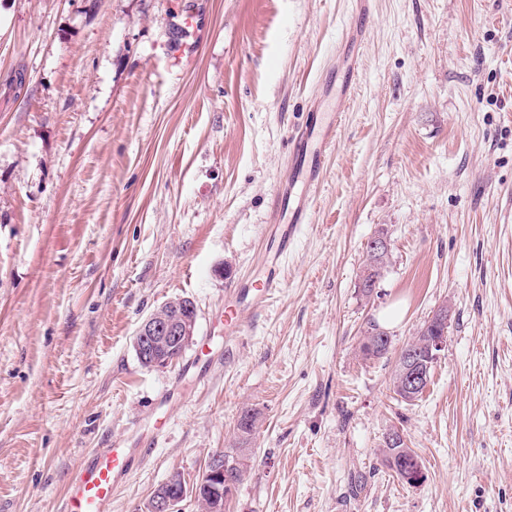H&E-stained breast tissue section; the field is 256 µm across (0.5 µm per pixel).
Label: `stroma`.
<instances>
[{"label":"stroma","instance_id":"stroma-1","mask_svg":"<svg viewBox=\"0 0 512 512\" xmlns=\"http://www.w3.org/2000/svg\"><path fill=\"white\" fill-rule=\"evenodd\" d=\"M0 0V512H57L80 462L167 425L106 512L192 481L258 411L224 512H512V0H374L353 92L287 255L267 201L356 0ZM390 239L373 296L368 241ZM282 286L205 380L142 366L141 321ZM450 304L414 402L394 348ZM398 429L426 479L381 462ZM362 483L350 495L352 480Z\"/></svg>","mask_w":512,"mask_h":512}]
</instances>
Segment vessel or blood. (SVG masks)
<instances>
[{
  "instance_id": "b4317fda",
  "label": "vessel or blood",
  "mask_w": 512,
  "mask_h": 512,
  "mask_svg": "<svg viewBox=\"0 0 512 512\" xmlns=\"http://www.w3.org/2000/svg\"><path fill=\"white\" fill-rule=\"evenodd\" d=\"M351 86V80L337 81L335 71H327L307 125L290 138L288 167L280 177V188L268 203L279 252H287L300 225L309 223L315 196L325 179L323 160L336 146L340 115L323 111L322 105L333 92L349 95ZM280 286L279 276L272 268L260 283L246 281L235 285L234 301L225 302L224 314L216 321L224 329L225 342H232L243 332L242 312L262 310ZM162 426V420H154L134 438L119 440L85 460L65 491L61 512H104L113 491L128 478L134 455L140 447L153 444Z\"/></svg>"
}]
</instances>
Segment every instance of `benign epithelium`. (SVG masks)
Masks as SVG:
<instances>
[{
  "label": "benign epithelium",
  "mask_w": 512,
  "mask_h": 512,
  "mask_svg": "<svg viewBox=\"0 0 512 512\" xmlns=\"http://www.w3.org/2000/svg\"><path fill=\"white\" fill-rule=\"evenodd\" d=\"M197 321V309L190 299L171 300L154 310L138 327L133 339L137 357L151 367H165L169 364L168 354L177 348L184 349L193 339ZM429 368L419 360H411L400 366L398 381L410 396L428 381ZM226 451L209 454L198 481L188 483L173 472L171 483L180 488L178 494L172 491L154 493L140 507V512H181V503L188 497L194 498L202 512H224V502L232 492L227 474Z\"/></svg>",
  "instance_id": "benign-epithelium-1"
}]
</instances>
